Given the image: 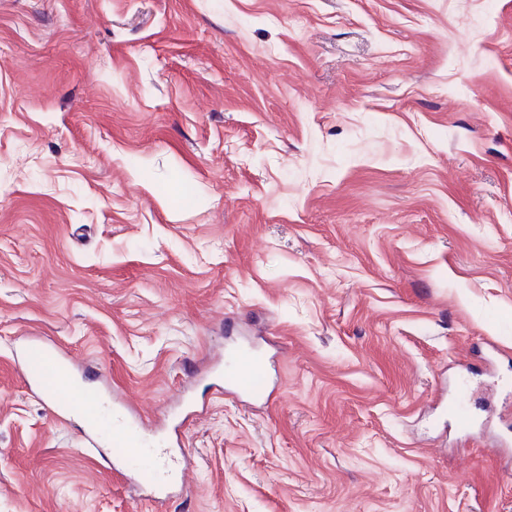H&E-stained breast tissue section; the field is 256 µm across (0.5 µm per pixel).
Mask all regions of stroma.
Returning a JSON list of instances; mask_svg holds the SVG:
<instances>
[{
	"label": "stroma",
	"mask_w": 512,
	"mask_h": 512,
	"mask_svg": "<svg viewBox=\"0 0 512 512\" xmlns=\"http://www.w3.org/2000/svg\"><path fill=\"white\" fill-rule=\"evenodd\" d=\"M33 341L166 512H512V0H0V512H155ZM268 363L263 357L242 352L227 368V390L229 392L251 391L256 382L264 380L268 374ZM73 373L67 366L56 375V389L60 393L73 395L82 407L88 436L106 440L115 448H121L123 462L121 476L127 473L143 470L162 471L166 469L164 452L150 450L145 440L148 432L137 421L129 423L125 415L113 407L112 418L109 416L99 394L91 388L82 385L73 386Z\"/></svg>",
	"instance_id": "stroma-1"
}]
</instances>
